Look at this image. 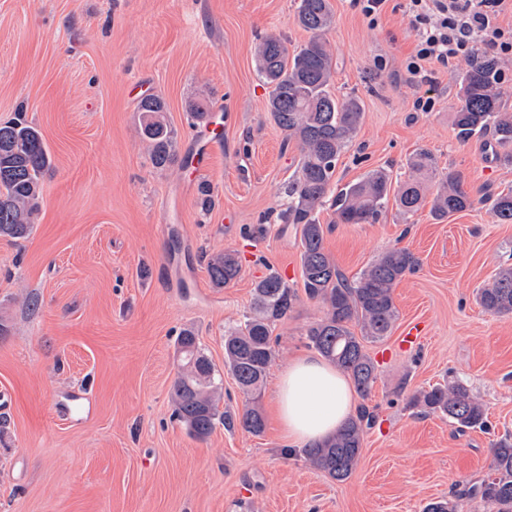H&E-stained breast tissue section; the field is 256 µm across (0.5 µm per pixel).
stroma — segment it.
<instances>
[{
    "label": "stroma",
    "mask_w": 512,
    "mask_h": 512,
    "mask_svg": "<svg viewBox=\"0 0 512 512\" xmlns=\"http://www.w3.org/2000/svg\"><path fill=\"white\" fill-rule=\"evenodd\" d=\"M296 3L0 0V120L25 108L52 157L31 236L0 238V512H422L441 499L483 512L461 492L487 472L492 443L512 434V316L484 311L477 291L512 265V224L494 223L481 199L512 187V166L451 125L465 61L436 73L434 111H414L405 0H389L373 30L349 0H331L333 90L359 96L365 111L335 179L379 167L404 179L425 149L441 172L461 175L475 204L442 221L425 207L403 218L392 201L374 224L320 216L348 279L396 245L420 260L394 290L390 335L367 346L375 357L407 328L422 336L378 366L366 401L376 421L356 472L334 480L281 438L277 375L307 353L305 329L324 312L304 297L273 330L261 434L219 425L199 441L173 417L181 330L223 367L224 330L249 313L255 282L289 266V285L302 286L299 233L277 220L299 152L266 110L255 57L269 35L292 49L307 41ZM150 94L165 98L181 156L202 127L191 105L206 99L222 115L224 138L199 183L181 164L153 167L137 112ZM225 250L242 271L218 290L206 261ZM447 380L480 397L485 429L459 432L409 408L415 392Z\"/></svg>",
    "instance_id": "35a3bbf8"
}]
</instances>
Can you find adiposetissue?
I'll return each instance as SVG.
<instances>
[{"mask_svg": "<svg viewBox=\"0 0 512 512\" xmlns=\"http://www.w3.org/2000/svg\"><path fill=\"white\" fill-rule=\"evenodd\" d=\"M277 414L288 445L321 441L336 432L354 409L348 379L323 359L302 356L279 374Z\"/></svg>", "mask_w": 512, "mask_h": 512, "instance_id": "adipose-tissue-1", "label": "adipose tissue"}]
</instances>
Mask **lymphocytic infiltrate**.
I'll return each instance as SVG.
<instances>
[{
	"label": "lymphocytic infiltrate",
	"instance_id": "lymphocytic-infiltrate-1",
	"mask_svg": "<svg viewBox=\"0 0 512 512\" xmlns=\"http://www.w3.org/2000/svg\"><path fill=\"white\" fill-rule=\"evenodd\" d=\"M503 0H407L405 13L415 37V49L404 62L408 82L418 95L413 107L433 111L435 69L451 68L456 60L485 48L512 57V28L499 22Z\"/></svg>",
	"mask_w": 512,
	"mask_h": 512
}]
</instances>
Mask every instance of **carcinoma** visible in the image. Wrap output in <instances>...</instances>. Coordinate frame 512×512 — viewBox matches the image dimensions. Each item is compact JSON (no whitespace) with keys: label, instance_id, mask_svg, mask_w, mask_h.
Returning <instances> with one entry per match:
<instances>
[{"label":"carcinoma","instance_id":"obj_1","mask_svg":"<svg viewBox=\"0 0 512 512\" xmlns=\"http://www.w3.org/2000/svg\"><path fill=\"white\" fill-rule=\"evenodd\" d=\"M297 24L310 34L299 49L290 52L282 38L269 35L256 50L258 73L270 87L267 110L296 144L300 159L294 179L288 183V202L279 220L300 232V255L304 292L324 307V315L305 331L308 344L353 380L361 397L371 394L378 367L365 343L389 335L397 319L393 289L419 267L406 247L382 253L357 279L347 281L325 247L329 227L320 214L333 210L337 224H374L394 198L399 210L415 214L425 198L424 182L434 183L430 213L438 221L465 211L474 200L455 172L438 171L435 157L427 150L416 152L408 167L411 177L393 179L384 169H373L359 179L336 186L337 163L363 123L364 107L356 96L342 100L330 90L333 54L323 38L333 22L331 0H297ZM459 106L451 113L457 137L466 141L487 133L493 140L497 160L512 164V112L501 106L502 88L497 63L480 58L468 63L457 93ZM139 135L146 143L152 165L164 169L176 161L175 132L167 120L163 97L141 99ZM52 159L39 129L26 118L24 108L0 123V237L24 240L32 232L39 210L42 181ZM488 210L498 224L512 223V189L487 199ZM212 287L227 288L236 281L241 267L231 251L209 256L206 264ZM480 306L496 315H512V267L501 269L491 286L477 294ZM296 292L274 269L255 282L252 307L239 325L224 331V367L234 377L241 393L249 398L239 420L219 411L223 377L190 329L181 333L176 348L179 366L171 387L175 417L187 432L205 439L216 421L259 435L264 430L260 411L262 384L276 357L272 332L288 316ZM410 407L421 413L441 414L460 431L482 429L486 423L483 403L458 381L439 384L410 398ZM374 414L361 407L336 433L303 450L304 460L329 477L343 481L358 466L364 427ZM489 512H512V436L496 440L486 475L465 491Z\"/></svg>","mask_w":512,"mask_h":512}]
</instances>
